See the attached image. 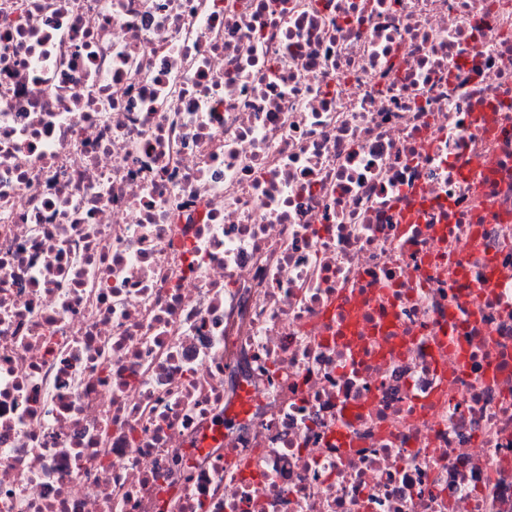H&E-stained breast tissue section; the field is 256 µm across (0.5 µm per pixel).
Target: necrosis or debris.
Segmentation results:
<instances>
[{"label": "necrosis or debris", "mask_w": 512, "mask_h": 512, "mask_svg": "<svg viewBox=\"0 0 512 512\" xmlns=\"http://www.w3.org/2000/svg\"><path fill=\"white\" fill-rule=\"evenodd\" d=\"M0 512H512V0H0Z\"/></svg>", "instance_id": "4bbe7bcc"}]
</instances>
